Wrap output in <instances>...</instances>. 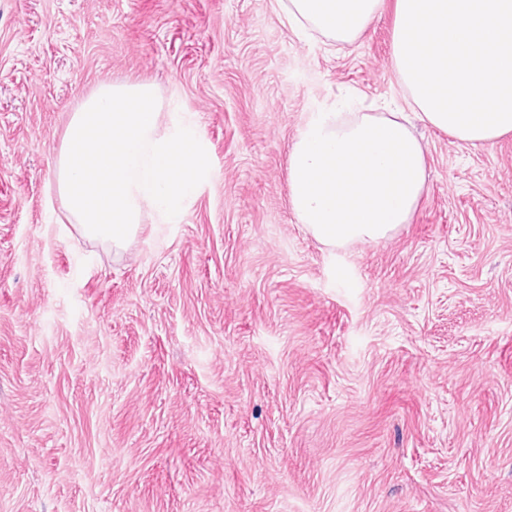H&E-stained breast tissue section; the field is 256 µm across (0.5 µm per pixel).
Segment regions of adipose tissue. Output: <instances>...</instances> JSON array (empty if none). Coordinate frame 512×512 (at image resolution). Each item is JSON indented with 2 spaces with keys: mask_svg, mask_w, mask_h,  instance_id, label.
Listing matches in <instances>:
<instances>
[{
  "mask_svg": "<svg viewBox=\"0 0 512 512\" xmlns=\"http://www.w3.org/2000/svg\"><path fill=\"white\" fill-rule=\"evenodd\" d=\"M383 0H287L289 24L339 43L355 42L380 13Z\"/></svg>",
  "mask_w": 512,
  "mask_h": 512,
  "instance_id": "adipose-tissue-1",
  "label": "adipose tissue"
}]
</instances>
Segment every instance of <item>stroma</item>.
Segmentation results:
<instances>
[{
	"mask_svg": "<svg viewBox=\"0 0 512 512\" xmlns=\"http://www.w3.org/2000/svg\"><path fill=\"white\" fill-rule=\"evenodd\" d=\"M395 18L341 45L279 0H0V512H512V135L416 123L426 188L380 241L289 203L311 113L408 111ZM121 82L210 171L116 248L47 199Z\"/></svg>",
	"mask_w": 512,
	"mask_h": 512,
	"instance_id": "stroma-1",
	"label": "stroma"
}]
</instances>
